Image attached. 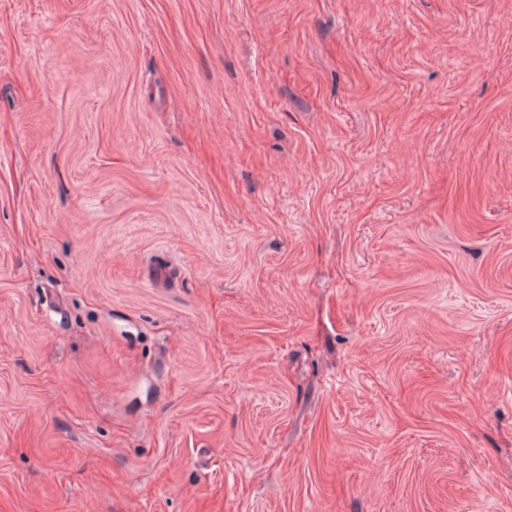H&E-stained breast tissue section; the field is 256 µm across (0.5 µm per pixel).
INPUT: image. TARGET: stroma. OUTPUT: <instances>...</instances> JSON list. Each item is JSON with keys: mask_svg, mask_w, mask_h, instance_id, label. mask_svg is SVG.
Segmentation results:
<instances>
[{"mask_svg": "<svg viewBox=\"0 0 512 512\" xmlns=\"http://www.w3.org/2000/svg\"><path fill=\"white\" fill-rule=\"evenodd\" d=\"M0 512H512V0H0Z\"/></svg>", "mask_w": 512, "mask_h": 512, "instance_id": "1", "label": "stroma"}]
</instances>
